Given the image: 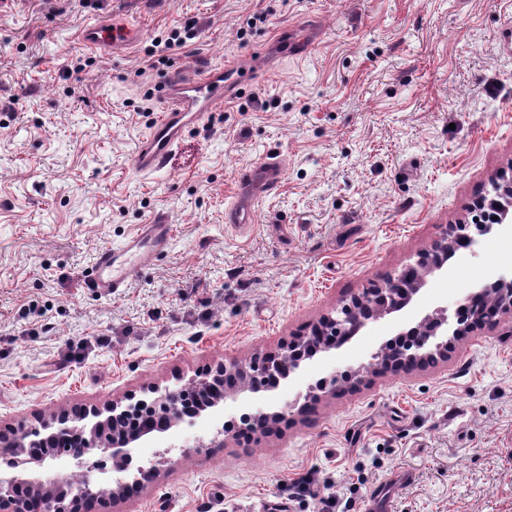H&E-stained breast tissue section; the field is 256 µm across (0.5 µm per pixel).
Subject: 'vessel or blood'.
<instances>
[{
  "label": "vessel or blood",
  "instance_id": "obj_1",
  "mask_svg": "<svg viewBox=\"0 0 512 512\" xmlns=\"http://www.w3.org/2000/svg\"><path fill=\"white\" fill-rule=\"evenodd\" d=\"M251 76L241 67L214 68L196 75L179 74L177 78L159 83L160 102L174 101V108L165 110L141 140L135 154L140 171L158 170L168 153L179 140L186 125L199 114L219 108L225 98L234 93ZM282 163L268 158L253 167L244 177L239 199L224 210L228 224L255 223L257 203L263 197L276 193L282 180ZM167 224H144L121 246L101 250L95 261L90 287L109 296L121 294L133 275L149 265L155 255L163 251L171 239Z\"/></svg>",
  "mask_w": 512,
  "mask_h": 512
}]
</instances>
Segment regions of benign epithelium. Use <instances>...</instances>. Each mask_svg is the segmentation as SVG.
Here are the masks:
<instances>
[{"label": "benign epithelium", "instance_id": "7a95c632", "mask_svg": "<svg viewBox=\"0 0 512 512\" xmlns=\"http://www.w3.org/2000/svg\"><path fill=\"white\" fill-rule=\"evenodd\" d=\"M492 195L482 204L491 209L496 219L485 224L460 220L446 227L443 235L422 250L412 268L415 277L404 279L403 274L386 278L374 288L343 303L336 315L324 317L309 336H298L281 355H255L249 362H223L210 371L208 377L174 387L144 388L142 397L128 398V402H112L103 413L96 408H83L78 412L59 411L34 424H23L11 437L0 436V512H84L89 499H123L134 491L154 483L162 470L176 463L169 452L144 466L132 467V451L136 443L147 435L140 428L141 421L162 417L174 426L184 420L195 423L197 413L188 411L189 404L200 392L212 396L215 407L228 397L242 391L256 392L267 387L269 380L296 369V357L305 349H312L316 338L331 331L334 336L356 335L366 325L396 311L426 283V277L440 269L448 257L456 253V241L462 236L470 240L468 248L475 253L476 237L505 233L512 234V166L497 171L491 177ZM479 294L491 298L496 316L480 323L493 328L503 315L512 316V271L496 281L485 284ZM462 328L449 326L448 307H438L427 315L415 331L411 351L404 349L392 354L381 352L376 359L387 367L402 364L409 368L429 363L427 352L434 351V359H445L448 341L444 336L460 335ZM281 416L260 412L242 424L241 430L255 433ZM59 440L75 443L67 456L82 470V480L73 486L69 495L59 496L55 488L58 477L49 474L52 462L59 458L51 445ZM98 451L112 458V470L97 469L90 463V455Z\"/></svg>", "mask_w": 512, "mask_h": 512}]
</instances>
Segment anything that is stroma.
I'll list each match as a JSON object with an SVG mask.
<instances>
[{"label": "stroma", "mask_w": 512, "mask_h": 512, "mask_svg": "<svg viewBox=\"0 0 512 512\" xmlns=\"http://www.w3.org/2000/svg\"><path fill=\"white\" fill-rule=\"evenodd\" d=\"M264 23L248 28L250 17ZM196 35L145 67L156 36ZM512 0H0V427L100 408L222 361L274 354L351 295L414 263L512 165ZM89 23L129 26L90 48ZM301 54L272 50L278 38ZM247 66L222 108L189 125L164 166L134 162L164 110L166 73ZM277 156L280 190L241 230L224 221L243 169ZM172 242L128 288L86 283L95 254L144 224ZM512 265V234L452 256L401 310L318 352L224 421L287 412L267 435L226 433L97 512H512V320L477 327L447 361L364 370L388 339ZM339 377L336 394L320 383ZM182 425L141 444L208 439Z\"/></svg>", "instance_id": "stroma-1"}]
</instances>
